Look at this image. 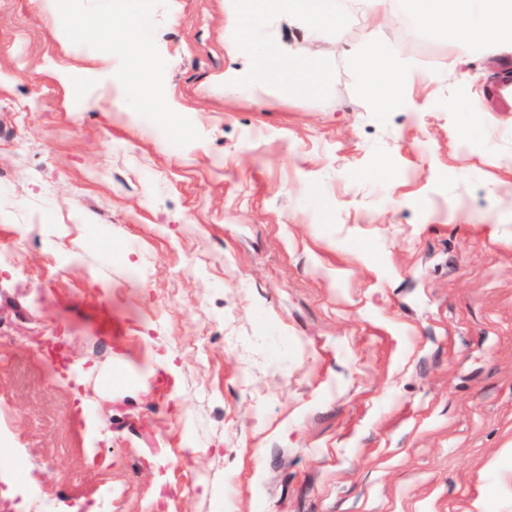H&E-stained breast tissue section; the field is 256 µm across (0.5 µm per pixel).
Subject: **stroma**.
Wrapping results in <instances>:
<instances>
[{"instance_id":"stroma-1","label":"stroma","mask_w":512,"mask_h":512,"mask_svg":"<svg viewBox=\"0 0 512 512\" xmlns=\"http://www.w3.org/2000/svg\"><path fill=\"white\" fill-rule=\"evenodd\" d=\"M234 11L0 0V499L512 512V54L280 15L329 98L230 94ZM130 22L140 58L96 37ZM370 37L418 72L385 111Z\"/></svg>"}]
</instances>
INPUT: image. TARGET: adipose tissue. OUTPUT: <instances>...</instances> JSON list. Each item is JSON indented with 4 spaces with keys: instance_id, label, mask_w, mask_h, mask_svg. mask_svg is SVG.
<instances>
[{
    "instance_id": "ef3b65f1",
    "label": "adipose tissue",
    "mask_w": 512,
    "mask_h": 512,
    "mask_svg": "<svg viewBox=\"0 0 512 512\" xmlns=\"http://www.w3.org/2000/svg\"><path fill=\"white\" fill-rule=\"evenodd\" d=\"M357 67L365 88L372 90L377 107L382 109L392 104V89L401 88L409 76L397 56L375 41L365 43L357 58Z\"/></svg>"
}]
</instances>
